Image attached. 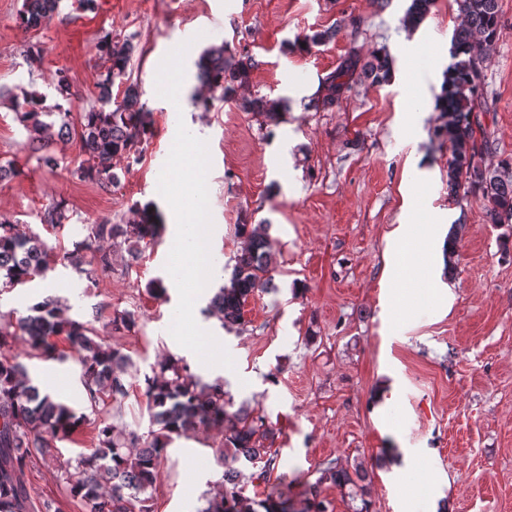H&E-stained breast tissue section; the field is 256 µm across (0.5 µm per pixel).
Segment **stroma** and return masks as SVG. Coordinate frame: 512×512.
I'll list each match as a JSON object with an SVG mask.
<instances>
[{
    "instance_id": "1",
    "label": "stroma",
    "mask_w": 512,
    "mask_h": 512,
    "mask_svg": "<svg viewBox=\"0 0 512 512\" xmlns=\"http://www.w3.org/2000/svg\"><path fill=\"white\" fill-rule=\"evenodd\" d=\"M22 3L0 0V165L22 171L0 181V219L30 225L56 256L92 219L126 223L136 201L166 208L158 178L182 122L207 142L211 158L213 278L197 308L240 251L239 224L270 223L276 290L250 297L238 327L197 316L233 357L231 370L203 365L169 332L178 292L165 269V232L138 263L116 253L111 271L92 280L56 264L48 280L0 294V316L25 312L47 294L60 296L77 320L100 311V335L133 363L129 395L113 419L142 432L150 426L144 376L160 359L183 360L206 382L223 379L235 402L259 408L275 428L278 466L267 480L247 482V497L284 493L302 502L319 465L334 459L368 469L370 512H512V224L491 223L482 195L449 194L451 147L436 136L435 103L461 22L454 0H435L412 32L401 25L410 0H98L92 12L62 0L46 26L27 34L16 23ZM498 5L501 33L483 66L474 114L485 143L478 161L492 171L512 156V0ZM329 29L335 38L309 52L296 48V38ZM111 32L133 36L131 78L144 89L170 50L189 49L178 103L148 98L154 135L139 164L114 159L121 184L105 192L72 179L82 157L72 137L45 143L56 170L39 165L13 97L32 84L54 105L60 96L52 80L62 68L76 92L72 115L88 111L96 103L97 47ZM31 40L43 48L35 65L25 55ZM221 43L255 62L246 96L287 99L281 122L236 100L207 112L196 106L195 62ZM353 52L365 64L388 57L389 81L355 80L336 104L323 105L322 79ZM51 201L71 213L58 232L37 218ZM455 224L463 231L453 275L439 251L431 271L434 288L452 285L454 302L427 294L404 304L410 286L390 279L387 266L414 258L413 228L441 244ZM157 278L167 287L159 299L149 290ZM117 311L131 314V329L109 327ZM16 351L41 389L84 412L75 360L28 358L21 345ZM223 449L214 429L174 439L152 512L203 506L222 478ZM26 478L35 504L80 512L56 471L40 464Z\"/></svg>"
}]
</instances>
